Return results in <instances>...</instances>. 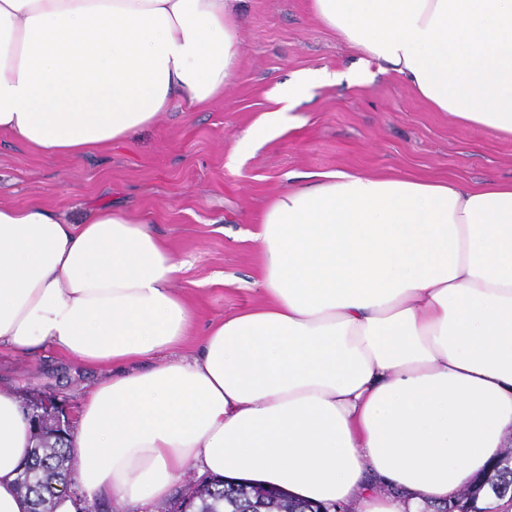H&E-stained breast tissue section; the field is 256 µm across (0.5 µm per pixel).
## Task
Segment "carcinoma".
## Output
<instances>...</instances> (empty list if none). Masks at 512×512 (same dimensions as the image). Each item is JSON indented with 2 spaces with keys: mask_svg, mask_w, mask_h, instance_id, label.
<instances>
[{
  "mask_svg": "<svg viewBox=\"0 0 512 512\" xmlns=\"http://www.w3.org/2000/svg\"><path fill=\"white\" fill-rule=\"evenodd\" d=\"M72 452L71 441L59 436L55 417L43 411L42 428L36 434V444L19 484L20 490L31 499L32 512H53V497L58 488L64 489L70 482ZM483 489L498 499L512 500V448L504 451L493 467V475L478 483V490ZM186 499L192 501L195 512H308L311 506L285 491L245 481L226 484L222 479L206 477L161 510L174 512Z\"/></svg>",
  "mask_w": 512,
  "mask_h": 512,
  "instance_id": "cac0c4a2",
  "label": "carcinoma"
}]
</instances>
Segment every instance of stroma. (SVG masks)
I'll use <instances>...</instances> for the list:
<instances>
[{"instance_id": "1", "label": "stroma", "mask_w": 512, "mask_h": 512, "mask_svg": "<svg viewBox=\"0 0 512 512\" xmlns=\"http://www.w3.org/2000/svg\"><path fill=\"white\" fill-rule=\"evenodd\" d=\"M240 66L199 111L173 106L112 147L49 156L0 131V204L37 201L83 224L100 208L142 221L180 264L174 287L194 313L177 356L197 352L212 322L258 305L261 216L279 193L328 172L403 174L477 187L512 181V139L434 110L385 65L320 25L308 0H239ZM358 81L345 80V73ZM317 75L281 120L279 87ZM257 140H242L249 129ZM106 374L43 345L0 349V377L23 405L54 398L76 413Z\"/></svg>"}]
</instances>
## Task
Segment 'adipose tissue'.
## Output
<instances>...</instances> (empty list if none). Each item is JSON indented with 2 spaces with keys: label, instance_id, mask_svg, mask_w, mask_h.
<instances>
[{
  "label": "adipose tissue",
  "instance_id": "1",
  "mask_svg": "<svg viewBox=\"0 0 512 512\" xmlns=\"http://www.w3.org/2000/svg\"><path fill=\"white\" fill-rule=\"evenodd\" d=\"M233 2L0 0V130L78 156L173 103L203 108L239 67ZM310 8L437 111L512 138V0ZM258 237L264 302L210 324L185 360L180 265L147 224L0 206V347L110 369L74 419L79 492L54 512L146 508L192 468L424 512L491 472L512 442V182L326 173L275 197ZM34 434L0 383V512H30Z\"/></svg>",
  "mask_w": 512,
  "mask_h": 512
}]
</instances>
